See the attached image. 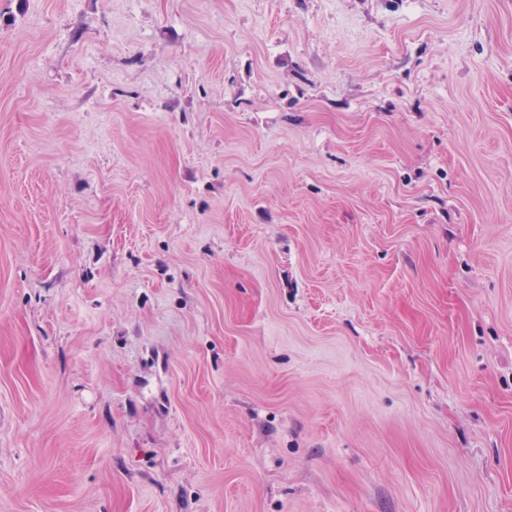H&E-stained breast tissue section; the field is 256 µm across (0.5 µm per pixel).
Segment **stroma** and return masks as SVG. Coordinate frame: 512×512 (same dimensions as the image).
<instances>
[{
    "label": "stroma",
    "instance_id": "obj_1",
    "mask_svg": "<svg viewBox=\"0 0 512 512\" xmlns=\"http://www.w3.org/2000/svg\"><path fill=\"white\" fill-rule=\"evenodd\" d=\"M0 512H512V0H0Z\"/></svg>",
    "mask_w": 512,
    "mask_h": 512
}]
</instances>
